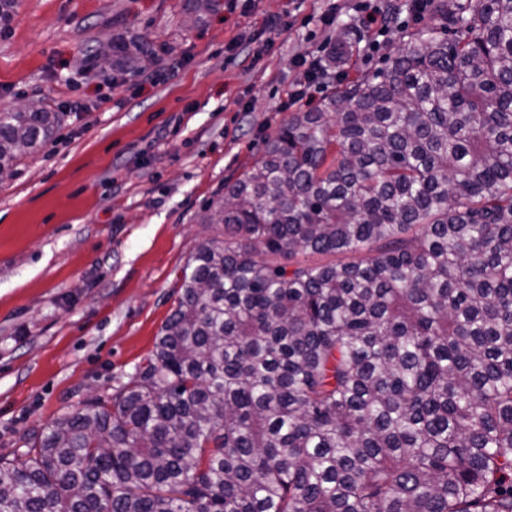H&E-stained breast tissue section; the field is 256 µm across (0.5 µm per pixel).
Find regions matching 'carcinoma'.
<instances>
[{
  "label": "carcinoma",
  "mask_w": 512,
  "mask_h": 512,
  "mask_svg": "<svg viewBox=\"0 0 512 512\" xmlns=\"http://www.w3.org/2000/svg\"><path fill=\"white\" fill-rule=\"evenodd\" d=\"M429 13L370 75L312 67L151 355L0 458V512H512V0ZM60 120L0 112V179Z\"/></svg>",
  "instance_id": "carcinoma-1"
}]
</instances>
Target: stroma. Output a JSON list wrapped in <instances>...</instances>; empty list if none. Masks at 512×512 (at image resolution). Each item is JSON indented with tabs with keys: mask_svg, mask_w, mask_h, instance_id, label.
I'll return each instance as SVG.
<instances>
[{
	"mask_svg": "<svg viewBox=\"0 0 512 512\" xmlns=\"http://www.w3.org/2000/svg\"><path fill=\"white\" fill-rule=\"evenodd\" d=\"M187 3L16 0L0 29V112L62 115L0 181L1 458L149 356L183 267L218 232L206 208L293 114L297 56L328 59L340 29L361 25L355 0H219L196 25ZM241 31L252 43L229 49ZM399 31L365 32L349 74L384 67ZM119 32L167 50L106 76L93 56Z\"/></svg>",
	"mask_w": 512,
	"mask_h": 512,
	"instance_id": "1",
	"label": "stroma"
}]
</instances>
